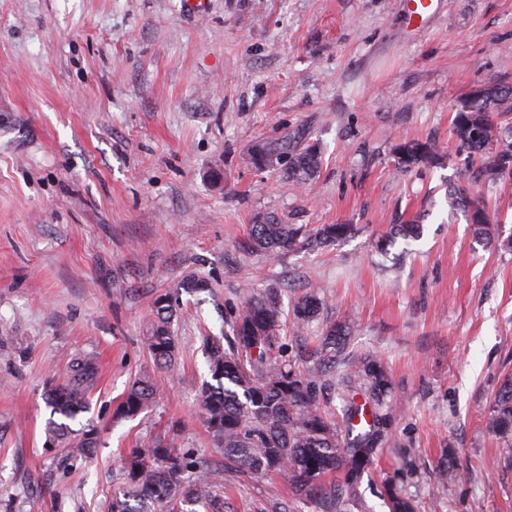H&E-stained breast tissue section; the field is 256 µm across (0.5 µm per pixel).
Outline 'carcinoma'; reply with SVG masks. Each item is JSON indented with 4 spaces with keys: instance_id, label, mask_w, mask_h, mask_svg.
<instances>
[{
    "instance_id": "cac0c4a2",
    "label": "carcinoma",
    "mask_w": 512,
    "mask_h": 512,
    "mask_svg": "<svg viewBox=\"0 0 512 512\" xmlns=\"http://www.w3.org/2000/svg\"><path fill=\"white\" fill-rule=\"evenodd\" d=\"M479 97H467L454 111L451 135L457 153L465 155L456 167L455 181L448 185V209L468 212L477 234L491 237L501 223L499 211L473 195L483 185L512 182V125L498 118L512 113V84L489 83ZM396 170L439 167L440 150L429 142L401 141L393 149ZM250 163L258 170L280 159L266 143L251 147ZM320 152L311 145L292 149L285 161V174L293 181H306L318 171ZM390 236L377 242L387 253L393 239L415 238L418 224H395ZM356 231L352 224H323L313 237L296 224H285L272 215L251 225L252 247L269 254H282L311 242L326 246ZM173 293L155 301L156 316L145 337L149 355L159 365L175 359L177 341L171 332ZM324 298L309 288L284 308L275 290L254 295L229 313L224 337L205 338V351L212 382L201 392L205 423L218 447L224 449V470L247 478L278 475L288 482L292 494L314 504L317 512H362L358 485L373 463L375 445L382 440L389 421L385 397L390 381L376 356L366 353L345 359L350 326H326L309 358L314 369L328 371L348 361L349 378L358 381L371 403L368 430L356 432V419L365 408L348 404L343 426L336 425L321 406V389L310 371L283 358L280 335L286 325L301 330L317 318ZM97 380L92 358L75 357L66 377L47 390L51 414L74 420L87 411L88 393ZM154 397L152 382L145 377L132 381L117 407V414L133 418ZM497 434L512 433V380H506L487 423ZM124 486L112 495L109 512H148L156 504L162 512H224V474L207 462L194 459L158 442L152 448L132 450L124 458ZM389 512H415V505L386 489Z\"/></svg>"
}]
</instances>
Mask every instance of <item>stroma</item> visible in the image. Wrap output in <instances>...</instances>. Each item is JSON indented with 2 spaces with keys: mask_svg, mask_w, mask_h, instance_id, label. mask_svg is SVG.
Returning a JSON list of instances; mask_svg holds the SVG:
<instances>
[{
  "mask_svg": "<svg viewBox=\"0 0 512 512\" xmlns=\"http://www.w3.org/2000/svg\"><path fill=\"white\" fill-rule=\"evenodd\" d=\"M512 81V0H439L423 28L404 0H0V512H106L130 449L174 441L222 469L203 421L206 336L253 293L325 298L283 355L349 323L376 353L391 424L359 491L385 487L419 512H512V438L486 421L512 376V252L449 214L439 168L401 174L399 140L454 151L452 113L478 86ZM317 146L316 177L257 171L253 142ZM354 224L325 247L276 257L245 244L254 215ZM419 220L391 257L374 247ZM180 293L174 366L144 339L156 297ZM94 357L89 409L50 440L45 393ZM154 400L116 407L135 378ZM96 437L91 458L71 442ZM454 479L441 481L444 459ZM233 512H316L279 477L225 479Z\"/></svg>",
  "mask_w": 512,
  "mask_h": 512,
  "instance_id": "stroma-1",
  "label": "stroma"
}]
</instances>
